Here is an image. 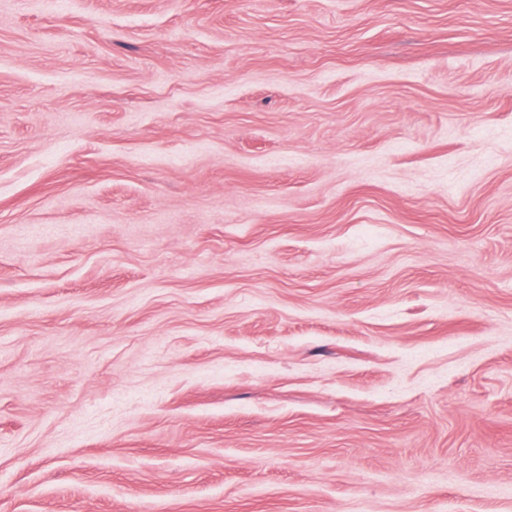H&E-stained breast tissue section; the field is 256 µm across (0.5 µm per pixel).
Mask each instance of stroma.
<instances>
[{"label": "stroma", "instance_id": "35a3bbf8", "mask_svg": "<svg viewBox=\"0 0 512 512\" xmlns=\"http://www.w3.org/2000/svg\"><path fill=\"white\" fill-rule=\"evenodd\" d=\"M0 0V512H512V0Z\"/></svg>", "mask_w": 512, "mask_h": 512}]
</instances>
